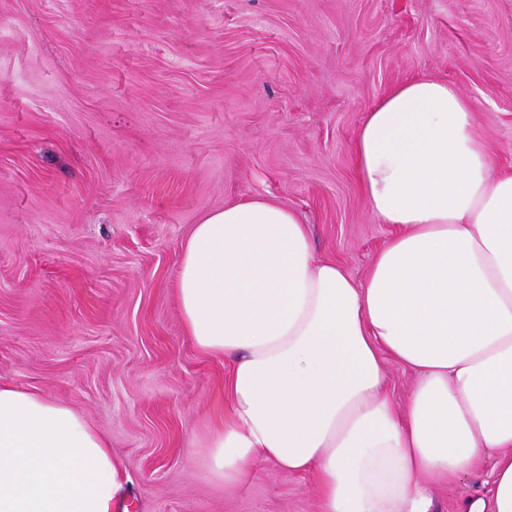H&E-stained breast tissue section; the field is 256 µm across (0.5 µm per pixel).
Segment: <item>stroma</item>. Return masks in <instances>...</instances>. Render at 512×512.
I'll list each match as a JSON object with an SVG mask.
<instances>
[{"label": "stroma", "mask_w": 512, "mask_h": 512, "mask_svg": "<svg viewBox=\"0 0 512 512\" xmlns=\"http://www.w3.org/2000/svg\"><path fill=\"white\" fill-rule=\"evenodd\" d=\"M421 76L511 170L512 0H0V380L106 437L125 512H320L311 474L262 462L228 494L206 473L229 365L185 334L180 248L267 198L364 280L392 227L354 137ZM491 482L435 484V512Z\"/></svg>", "instance_id": "1"}]
</instances>
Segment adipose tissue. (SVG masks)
I'll list each match as a JSON object with an SVG mask.
<instances>
[{
  "instance_id": "ef3b65f1",
  "label": "adipose tissue",
  "mask_w": 512,
  "mask_h": 512,
  "mask_svg": "<svg viewBox=\"0 0 512 512\" xmlns=\"http://www.w3.org/2000/svg\"><path fill=\"white\" fill-rule=\"evenodd\" d=\"M353 153L394 227L364 281L266 198L209 211L182 246L185 332L230 364L207 471L232 489L264 460L312 472L321 512H432L434 482L489 460V496L460 512H512V171L472 102L429 77L386 93ZM390 361L416 374L400 407ZM122 480L85 418L0 381V512H114Z\"/></svg>"
}]
</instances>
